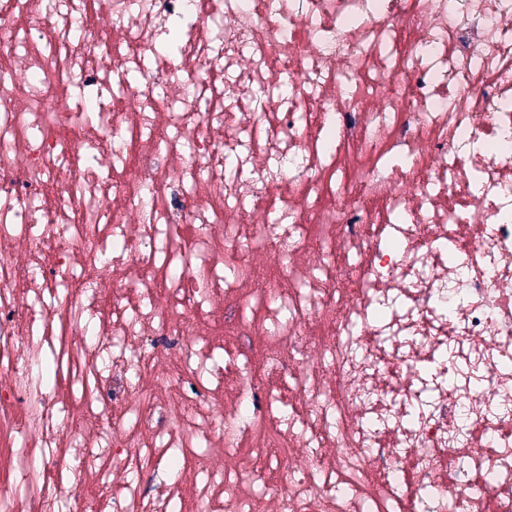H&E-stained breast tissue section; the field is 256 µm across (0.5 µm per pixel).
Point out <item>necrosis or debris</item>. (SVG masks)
Here are the masks:
<instances>
[{
    "label": "necrosis or debris",
    "mask_w": 512,
    "mask_h": 512,
    "mask_svg": "<svg viewBox=\"0 0 512 512\" xmlns=\"http://www.w3.org/2000/svg\"><path fill=\"white\" fill-rule=\"evenodd\" d=\"M0 512H512V0H0Z\"/></svg>",
    "instance_id": "4bbe7bcc"
}]
</instances>
